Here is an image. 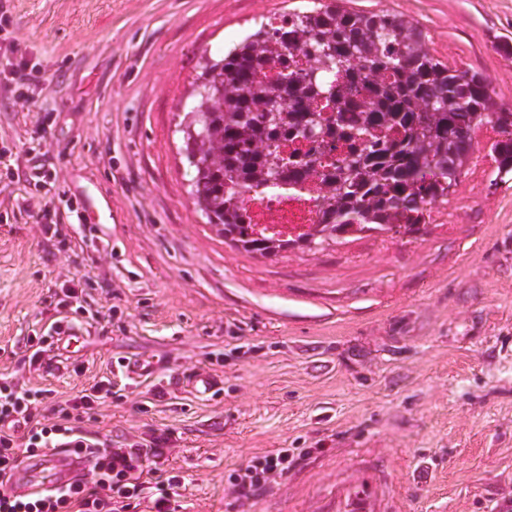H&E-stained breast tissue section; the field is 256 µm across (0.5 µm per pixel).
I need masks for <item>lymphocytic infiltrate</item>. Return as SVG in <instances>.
Here are the masks:
<instances>
[{
	"instance_id": "lymphocytic-infiltrate-1",
	"label": "lymphocytic infiltrate",
	"mask_w": 512,
	"mask_h": 512,
	"mask_svg": "<svg viewBox=\"0 0 512 512\" xmlns=\"http://www.w3.org/2000/svg\"><path fill=\"white\" fill-rule=\"evenodd\" d=\"M111 395L112 381L104 378L47 407L41 390L18 382L0 384V512H127L145 496L151 512H176L181 480L153 465L166 452V437L116 446L111 438L87 430L97 407ZM52 448L89 451L91 479L28 497L9 493L6 486L20 458ZM293 460L285 448L253 457L228 475L231 493L239 499L254 497L286 474Z\"/></svg>"
}]
</instances>
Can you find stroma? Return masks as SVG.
Instances as JSON below:
<instances>
[{"label": "stroma", "instance_id": "obj_1", "mask_svg": "<svg viewBox=\"0 0 512 512\" xmlns=\"http://www.w3.org/2000/svg\"><path fill=\"white\" fill-rule=\"evenodd\" d=\"M313 0H9L0 31L36 111L0 101V141L21 169L42 147L45 240L0 168V375L80 281L83 328L63 366L34 375L53 400L94 379L112 396L91 435L166 432L157 466L179 512H323L365 481L380 512H512V179L478 144L451 200L415 235L351 233L260 257L225 243L189 193L176 131L202 56ZM420 27L436 57L482 72L512 107V0H343ZM112 196L95 223L76 213ZM149 374L125 372L131 361ZM204 374L215 392L197 393ZM305 449L240 501L232 469Z\"/></svg>", "mask_w": 512, "mask_h": 512}]
</instances>
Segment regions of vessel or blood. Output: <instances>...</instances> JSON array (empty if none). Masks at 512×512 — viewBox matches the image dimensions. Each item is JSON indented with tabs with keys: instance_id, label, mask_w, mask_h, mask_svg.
Returning a JSON list of instances; mask_svg holds the SVG:
<instances>
[{
	"instance_id": "obj_1",
	"label": "vessel or blood",
	"mask_w": 512,
	"mask_h": 512,
	"mask_svg": "<svg viewBox=\"0 0 512 512\" xmlns=\"http://www.w3.org/2000/svg\"><path fill=\"white\" fill-rule=\"evenodd\" d=\"M90 465L87 454H72L57 448L37 457L23 458L14 471L10 490L14 493H38L74 483ZM341 512H375L373 500L359 489L349 490L341 503Z\"/></svg>"
}]
</instances>
